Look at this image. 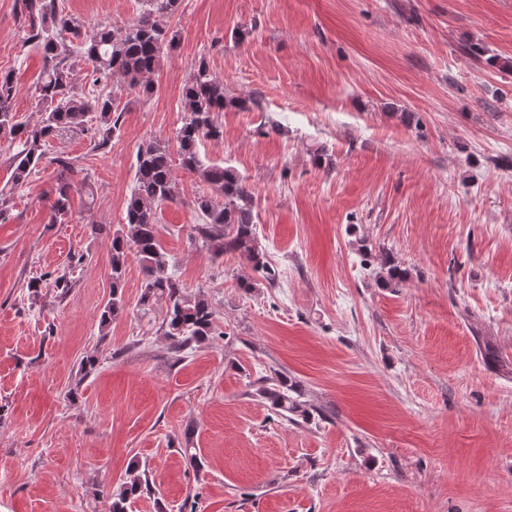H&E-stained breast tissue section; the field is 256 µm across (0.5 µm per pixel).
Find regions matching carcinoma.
<instances>
[{"mask_svg": "<svg viewBox=\"0 0 512 512\" xmlns=\"http://www.w3.org/2000/svg\"><path fill=\"white\" fill-rule=\"evenodd\" d=\"M18 3L27 32L25 43L41 52L44 69L35 87L36 107L41 112L37 124L19 118L14 110L15 80L12 74L0 72V139L20 147L13 155V180L17 186L46 157L50 138L66 130L83 129L92 122L93 149L103 151L118 128L122 112L110 96L100 93L89 98L77 91L70 63L73 54L80 53L92 63L94 83L106 84L117 74L129 88L148 95L152 88L145 78L160 64L165 46L175 41V35L160 23V18L177 12L182 0H143L145 8L135 23L125 28L103 26L85 40L81 39L79 23L59 9L58 0ZM182 96L184 117L176 129V153L153 140L137 149L135 183L124 223L110 242L112 297L99 315V325L106 327L122 313L121 288L127 257L133 252L144 273L142 312L148 313L152 302L158 299L165 301L163 336L175 353L191 349L214 334L215 311L204 296L185 295L168 274L166 253L157 238V208L175 197L174 166L198 174L221 197L218 202L203 195L195 201L203 218V223L196 226L202 246L215 258L236 254L271 285L278 279L259 242L253 199L243 178L230 167L204 163L199 154L203 140L224 137V126L218 122L217 114L227 107L244 110L247 103L255 105L257 100L227 98L224 82L210 75L203 59L184 85ZM50 163L55 165V183L49 223L55 224L68 214L76 166L73 159L62 155L53 157ZM405 279L406 272L389 262L378 273L379 282L389 288L400 287ZM255 395L290 421L309 422L316 413L303 400L300 383L281 372L260 377ZM143 493H153V486L147 472L136 466L133 477L111 493L112 512H125L126 501Z\"/></svg>", "mask_w": 512, "mask_h": 512, "instance_id": "cac0c4a2", "label": "carcinoma"}]
</instances>
